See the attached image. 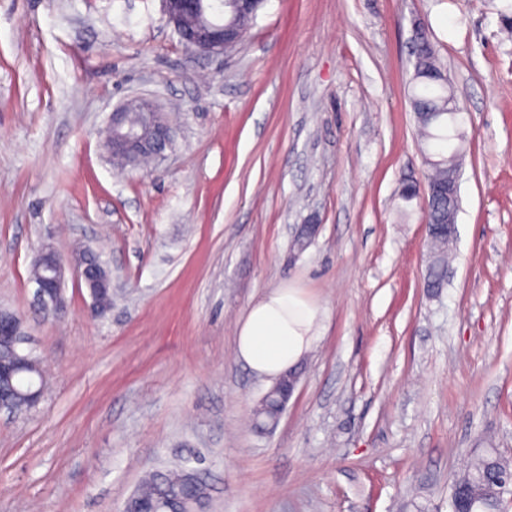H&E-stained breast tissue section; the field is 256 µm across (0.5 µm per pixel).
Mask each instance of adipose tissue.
<instances>
[{
	"instance_id": "ef3b65f1",
	"label": "adipose tissue",
	"mask_w": 512,
	"mask_h": 512,
	"mask_svg": "<svg viewBox=\"0 0 512 512\" xmlns=\"http://www.w3.org/2000/svg\"><path fill=\"white\" fill-rule=\"evenodd\" d=\"M320 311L300 289L281 285L248 309L238 327L236 353L253 373L277 379L294 368L319 336Z\"/></svg>"
}]
</instances>
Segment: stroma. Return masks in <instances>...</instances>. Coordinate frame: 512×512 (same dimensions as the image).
<instances>
[{"mask_svg":"<svg viewBox=\"0 0 512 512\" xmlns=\"http://www.w3.org/2000/svg\"><path fill=\"white\" fill-rule=\"evenodd\" d=\"M504 0H267L245 41L193 57L161 0H0V308L48 381L0 413V512H122L145 475L193 469L206 512H448L462 461L512 457V28ZM428 24L466 132L448 282L427 293L426 158L408 101ZM133 96L176 128L117 174L99 132ZM319 233L293 247L300 225ZM53 241L112 270L90 319ZM322 308L274 430L238 324L281 283ZM40 265L46 269L45 274H39L31 279L36 285V298L44 318L60 319L65 313L64 298L60 295L59 279L66 270L65 261L56 253L50 244H44L41 248Z\"/></svg>","mask_w":512,"mask_h":512,"instance_id":"obj_1","label":"stroma"}]
</instances>
